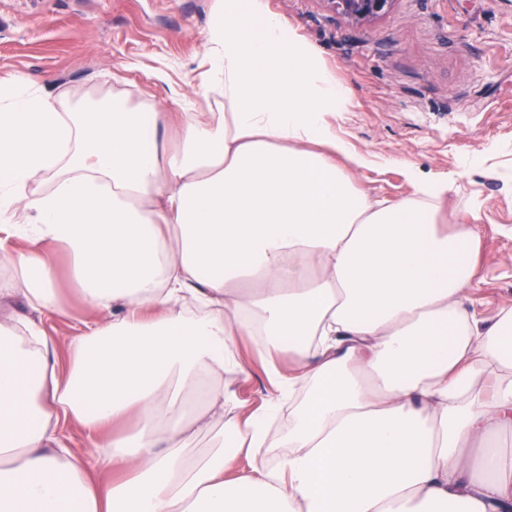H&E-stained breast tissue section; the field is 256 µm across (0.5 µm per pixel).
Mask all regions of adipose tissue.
Masks as SVG:
<instances>
[{
  "label": "adipose tissue",
  "instance_id": "1",
  "mask_svg": "<svg viewBox=\"0 0 512 512\" xmlns=\"http://www.w3.org/2000/svg\"><path fill=\"white\" fill-rule=\"evenodd\" d=\"M205 57L174 147L131 95L0 85V234L29 245L0 263L33 313L0 318V512H512V307L466 305L482 240L441 223L447 180L359 188L327 121L347 89L260 0H217ZM56 246L91 315L66 371L36 321ZM244 336L275 387L255 407ZM61 435L65 446L75 455L84 457L97 454V448H91L87 436L77 425L64 428Z\"/></svg>",
  "mask_w": 512,
  "mask_h": 512
}]
</instances>
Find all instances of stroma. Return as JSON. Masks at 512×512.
I'll list each match as a JSON object with an SVG mask.
<instances>
[{
	"label": "stroma",
	"instance_id": "stroma-1",
	"mask_svg": "<svg viewBox=\"0 0 512 512\" xmlns=\"http://www.w3.org/2000/svg\"><path fill=\"white\" fill-rule=\"evenodd\" d=\"M263 4L349 89L345 111L328 122L369 159L355 183L399 200L415 194L406 169L446 178L448 223L473 228L484 245L473 308L488 320L512 305V0H393L361 23L329 0ZM215 9L216 0H0V83L44 86L76 103L129 91L174 111L172 88L202 98L197 75ZM50 257L64 312L39 325L62 363L88 313L65 252Z\"/></svg>",
	"mask_w": 512,
	"mask_h": 512
}]
</instances>
